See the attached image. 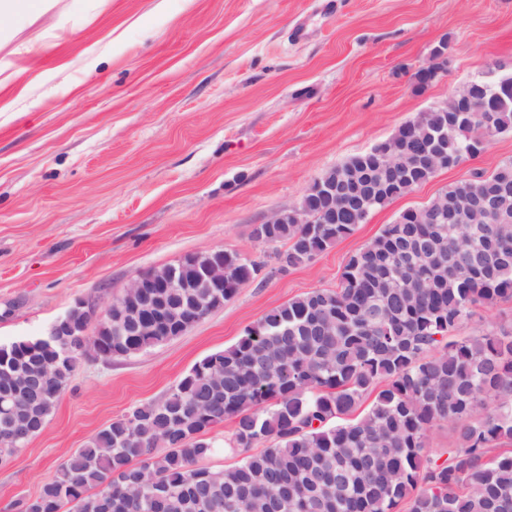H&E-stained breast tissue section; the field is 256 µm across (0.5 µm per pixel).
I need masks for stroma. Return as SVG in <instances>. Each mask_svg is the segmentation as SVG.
<instances>
[{
  "label": "stroma",
  "mask_w": 512,
  "mask_h": 512,
  "mask_svg": "<svg viewBox=\"0 0 512 512\" xmlns=\"http://www.w3.org/2000/svg\"><path fill=\"white\" fill-rule=\"evenodd\" d=\"M0 344L47 335L77 301L105 308L138 273L225 250L299 206L327 170L470 82L512 74V0H58L0 20ZM448 65L415 74L440 41ZM512 160V132L369 215L312 261L263 273L176 339L79 364L49 423L0 466V512L131 407L161 400L269 310L336 287L356 250L408 209ZM512 325L475 308L462 336Z\"/></svg>",
  "instance_id": "35a3bbf8"
}]
</instances>
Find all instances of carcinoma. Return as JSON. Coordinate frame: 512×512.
Segmentation results:
<instances>
[{"instance_id": "cac0c4a2", "label": "carcinoma", "mask_w": 512, "mask_h": 512, "mask_svg": "<svg viewBox=\"0 0 512 512\" xmlns=\"http://www.w3.org/2000/svg\"><path fill=\"white\" fill-rule=\"evenodd\" d=\"M476 109L449 124L422 112L386 143L326 171H347L369 192L365 209L341 195L336 208L308 189L304 217L325 224H257L252 237L285 267L314 259L352 235L376 209L432 178L419 158L442 141L448 155L512 131V75L478 81ZM495 199L499 224H429L405 216L347 260L338 286L314 289L262 315L232 345L197 361L159 401L132 407L61 463L34 497L9 512H512V328L456 335L477 306L512 299V162L445 190L461 207ZM287 245L283 251L279 244ZM265 261L224 252V287L171 288L165 305L183 313L162 321L152 298L116 297L98 326L82 335L90 308L69 311L58 346L41 339L0 345V429L21 424V442L0 438V466L12 462L48 424L80 362L129 357L187 332L254 281ZM157 320L140 333L136 319ZM229 418L224 468L201 462L204 437ZM455 425L456 447L438 462L428 436ZM262 447L257 452L255 448Z\"/></svg>"}]
</instances>
